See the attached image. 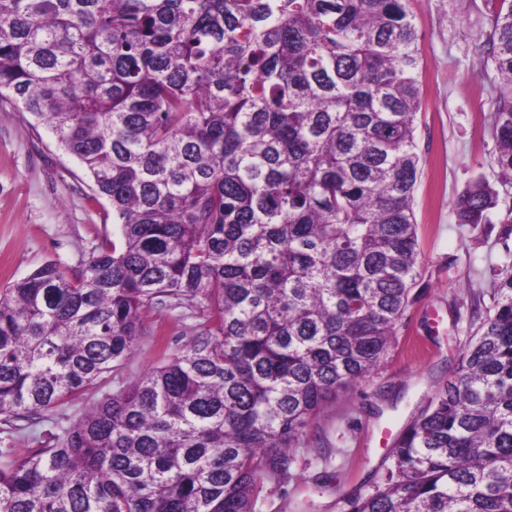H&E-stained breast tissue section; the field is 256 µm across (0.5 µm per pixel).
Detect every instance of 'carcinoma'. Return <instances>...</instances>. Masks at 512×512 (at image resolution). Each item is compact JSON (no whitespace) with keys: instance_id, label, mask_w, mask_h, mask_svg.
Returning <instances> with one entry per match:
<instances>
[{"instance_id":"1","label":"carcinoma","mask_w":512,"mask_h":512,"mask_svg":"<svg viewBox=\"0 0 512 512\" xmlns=\"http://www.w3.org/2000/svg\"><path fill=\"white\" fill-rule=\"evenodd\" d=\"M512 183V0H484ZM421 58L410 0H0V98L75 157L117 242L0 291V416L72 404L152 307L210 324L53 444L0 465V512H256L310 422L376 373L415 301ZM485 179L458 223L488 221ZM451 379L347 512H512V262Z\"/></svg>"}]
</instances>
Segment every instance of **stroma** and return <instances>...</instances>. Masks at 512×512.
I'll use <instances>...</instances> for the list:
<instances>
[{
    "label": "stroma",
    "mask_w": 512,
    "mask_h": 512,
    "mask_svg": "<svg viewBox=\"0 0 512 512\" xmlns=\"http://www.w3.org/2000/svg\"><path fill=\"white\" fill-rule=\"evenodd\" d=\"M422 57L416 117L422 174L415 193L421 249L418 299L398 332L397 350L377 374L341 394L309 426L293 477L268 482L256 512H342L343 494L373 492L393 466V433L446 382L474 327L473 304L491 302V269L512 255L500 235L512 214V183L493 165L495 73L482 66L475 31H489L484 0H412ZM485 178L498 192L485 232L458 224L457 196ZM112 208L46 124L0 103V289L47 262L78 274L112 238ZM207 323L203 305L170 301L154 309L133 355L107 387L34 419H0V449L23 458L70 427L106 391L128 386L174 354Z\"/></svg>",
    "instance_id": "1"
}]
</instances>
